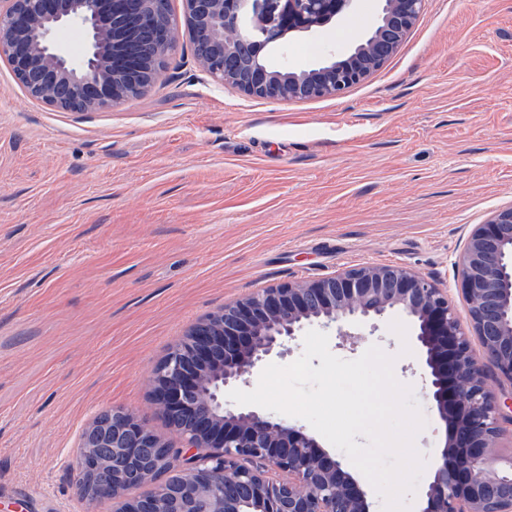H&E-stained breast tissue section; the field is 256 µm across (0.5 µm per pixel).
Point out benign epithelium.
Here are the masks:
<instances>
[{
	"label": "benign epithelium",
	"mask_w": 512,
	"mask_h": 512,
	"mask_svg": "<svg viewBox=\"0 0 512 512\" xmlns=\"http://www.w3.org/2000/svg\"><path fill=\"white\" fill-rule=\"evenodd\" d=\"M191 36L211 43L196 56L211 77L259 99L335 97L365 81L398 50L425 0H380L378 20L346 52L309 70L274 69L264 49L293 32L316 33L355 0H184ZM158 0H0V52L34 98L58 109L95 112L140 97L164 70L176 33ZM81 29L77 58L56 34ZM462 295L482 356L461 328L448 289L397 265H363L318 280L266 288L194 326L153 368L159 410L181 433L173 450L132 412L114 408L81 443L84 496L109 498L124 512H370L366 492L341 460L286 419L224 400L305 326L348 336L352 323L393 311L410 318L425 357L443 445L429 461L423 512H512V454L499 452L500 423L512 414L488 384L486 364L512 380V205L469 235L458 264ZM175 470L180 480L150 507L130 495L144 479ZM288 474L274 480L269 472ZM231 485L235 491L224 493Z\"/></svg>",
	"instance_id": "1"
}]
</instances>
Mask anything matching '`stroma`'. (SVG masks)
<instances>
[{
  "mask_svg": "<svg viewBox=\"0 0 512 512\" xmlns=\"http://www.w3.org/2000/svg\"><path fill=\"white\" fill-rule=\"evenodd\" d=\"M134 101L67 112L0 59V512H117L79 486L83 431L123 408L169 446L149 376L198 322L257 290L362 264L399 265L456 301L476 225L512 203V0H425L397 52L334 98L265 100L210 78L182 28ZM379 0L319 34H288L271 65L309 69L374 25ZM356 323L354 360L393 356L443 444L415 327Z\"/></svg>",
  "mask_w": 512,
  "mask_h": 512,
  "instance_id": "1",
  "label": "stroma"
}]
</instances>
